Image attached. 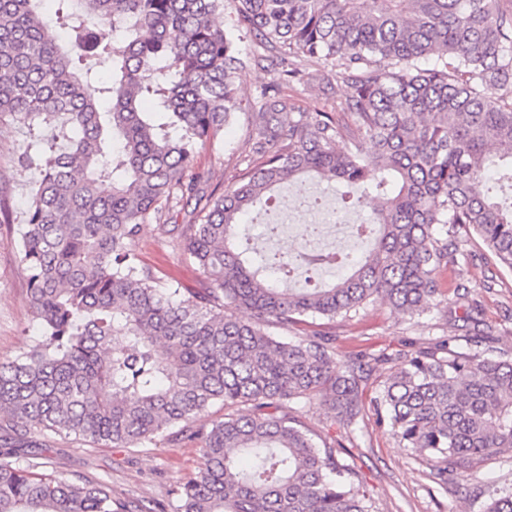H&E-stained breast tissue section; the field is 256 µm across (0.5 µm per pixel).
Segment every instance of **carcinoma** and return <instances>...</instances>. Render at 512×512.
Segmentation results:
<instances>
[{
  "mask_svg": "<svg viewBox=\"0 0 512 512\" xmlns=\"http://www.w3.org/2000/svg\"><path fill=\"white\" fill-rule=\"evenodd\" d=\"M0 0V119L57 127L66 147L42 169L16 247L43 339L0 362V512H132L99 483L34 472L45 430L126 446L177 434L199 444L196 478L176 487L175 512H372L359 477L288 414L318 399L349 426L370 407L398 443L427 453L458 484L472 460L512 452V357L459 352L457 337L404 352L350 355L332 339L286 342L304 317L329 321L380 301L398 312L452 306L477 342L495 341L471 288L453 297L441 275L471 230L512 271V205L486 174L512 181V8L501 0ZM253 37L244 55L237 40ZM282 86L256 92L246 172L220 195L201 191L199 149L243 109L236 77L266 54ZM110 63L99 75L93 63ZM305 61L322 69L315 75ZM335 79L328 111L302 112L282 88ZM343 188L371 206L353 234L357 256L242 245L246 214L285 182ZM189 223H167L174 197ZM174 235L198 265L199 287L166 286L135 253L145 224ZM349 273L290 286L304 268ZM379 379L365 398V382ZM224 416L208 423L214 404ZM479 512H512V488Z\"/></svg>",
  "mask_w": 512,
  "mask_h": 512,
  "instance_id": "obj_1",
  "label": "carcinoma"
}]
</instances>
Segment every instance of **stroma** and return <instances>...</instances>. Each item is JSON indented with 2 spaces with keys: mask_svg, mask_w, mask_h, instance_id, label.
<instances>
[{
  "mask_svg": "<svg viewBox=\"0 0 512 512\" xmlns=\"http://www.w3.org/2000/svg\"><path fill=\"white\" fill-rule=\"evenodd\" d=\"M251 134L248 115L240 112L225 127L223 137L200 149L195 165L209 172L211 186H226L242 175ZM30 142L24 125L0 121V193L12 207L10 223H0V361L16 358L26 342L41 334L30 309L26 273L13 246L23 230L30 188L40 178L38 169L20 166V157ZM136 252L142 264L169 286H198L201 273L197 264L171 237L159 234L154 224L145 226ZM489 275L494 276L495 285L486 290L482 283ZM460 279L476 287L481 316L497 329L496 351L512 355V271L502 268L490 255L451 266L442 274L441 283L448 289ZM314 330L335 336L336 349L342 355L398 350L410 341L443 334L458 336L461 350L471 347L469 336L435 313L410 318L384 303L333 322L289 327L287 337L297 340ZM290 414L321 437L343 444V461L356 470L369 490L374 512H477V504L483 503L492 489L512 486V455L507 453L474 461L464 485H447L436 477L425 456L401 447L388 428L377 427L371 411H364L349 427L335 421L327 407L316 400L294 401ZM41 440L45 473L74 482L106 484L114 498L134 503L171 507L172 490L193 479L200 466L198 445L187 439L115 447L47 431Z\"/></svg>",
  "mask_w": 512,
  "mask_h": 512,
  "instance_id": "obj_1",
  "label": "stroma"
}]
</instances>
